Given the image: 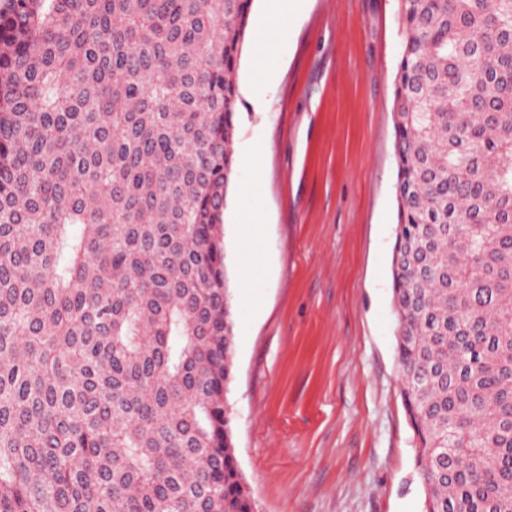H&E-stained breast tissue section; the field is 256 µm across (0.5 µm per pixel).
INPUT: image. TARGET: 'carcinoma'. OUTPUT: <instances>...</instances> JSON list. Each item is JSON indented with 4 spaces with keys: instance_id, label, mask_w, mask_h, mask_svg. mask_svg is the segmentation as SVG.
<instances>
[{
    "instance_id": "carcinoma-1",
    "label": "carcinoma",
    "mask_w": 512,
    "mask_h": 512,
    "mask_svg": "<svg viewBox=\"0 0 512 512\" xmlns=\"http://www.w3.org/2000/svg\"><path fill=\"white\" fill-rule=\"evenodd\" d=\"M253 0L0 11V512H254L223 213ZM392 249L424 512H512V0H399Z\"/></svg>"
}]
</instances>
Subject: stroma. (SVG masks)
Here are the masks:
<instances>
[{
	"label": "stroma",
	"instance_id": "1",
	"mask_svg": "<svg viewBox=\"0 0 512 512\" xmlns=\"http://www.w3.org/2000/svg\"><path fill=\"white\" fill-rule=\"evenodd\" d=\"M265 8L253 0L238 63L223 223L239 469L255 512H423L391 291L399 2L290 0L262 27ZM256 210L247 254L238 228ZM244 273L260 287H237Z\"/></svg>",
	"mask_w": 512,
	"mask_h": 512
}]
</instances>
